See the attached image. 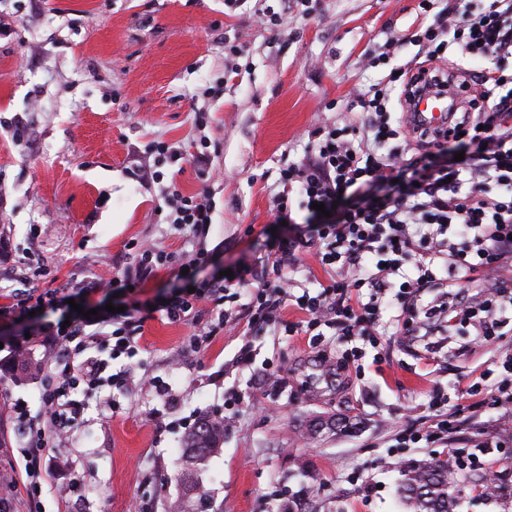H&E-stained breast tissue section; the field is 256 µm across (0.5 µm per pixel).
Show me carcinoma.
Masks as SVG:
<instances>
[{
  "mask_svg": "<svg viewBox=\"0 0 512 512\" xmlns=\"http://www.w3.org/2000/svg\"><path fill=\"white\" fill-rule=\"evenodd\" d=\"M224 437V427L209 417L199 420L196 428L185 439L187 448L183 463V476L187 491L193 492L197 484L192 479V465L203 459ZM472 475L458 472L451 463L436 460L410 464L404 470L403 494L413 512H455L460 488Z\"/></svg>",
  "mask_w": 512,
  "mask_h": 512,
  "instance_id": "cac0c4a2",
  "label": "carcinoma"
}]
</instances>
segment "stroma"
Instances as JSON below:
<instances>
[{"label": "stroma", "instance_id": "obj_1", "mask_svg": "<svg viewBox=\"0 0 512 512\" xmlns=\"http://www.w3.org/2000/svg\"><path fill=\"white\" fill-rule=\"evenodd\" d=\"M417 4L308 0L303 10L278 2L279 25L263 27L254 21L261 0L233 10L224 0H44L27 17L17 0H0L1 17L21 18L0 39V116L26 117L33 140L23 151L0 135V305L19 287L17 263L27 256L50 269L43 285L55 288L73 278L111 279L145 239L185 248V236L159 220V190L144 189L129 171L134 149L155 140L187 151L203 135L219 143L210 257L198 279L287 236L270 211L280 166L303 155L318 125L361 120L348 109L349 94L417 53L395 43L417 26ZM228 38L243 57L225 55ZM367 51L393 52L391 65L364 67ZM199 111L207 128L194 126ZM192 332L158 319L145 324L138 359L170 385L174 401L109 384L86 395L83 422L52 452L60 476L81 479L67 512H178L188 497L184 440L199 418L223 414L233 390L243 397L240 413L195 470L213 512H409L400 495L406 465L479 441L480 461L512 482V411L489 408L478 395L447 440L395 445L406 419L428 415L432 389L456 407L457 382L488 358L512 354V335L462 356L471 338L455 327L443 338L446 356L432 362L423 338L401 337L388 324L359 375L340 366L350 343L327 345L321 361L306 336L269 329L216 337L200 366L169 364ZM246 342L252 366L229 368ZM268 362L283 369L280 392L261 380ZM0 385L31 413L41 411L38 380L17 364L0 362Z\"/></svg>", "mask_w": 512, "mask_h": 512}]
</instances>
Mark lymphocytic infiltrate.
Listing matches in <instances>:
<instances>
[{
  "mask_svg": "<svg viewBox=\"0 0 512 512\" xmlns=\"http://www.w3.org/2000/svg\"><path fill=\"white\" fill-rule=\"evenodd\" d=\"M428 25L404 34L419 46L424 62L387 76L355 104L366 120L361 126H320L309 133L304 156L280 168L279 192L271 203L276 221L293 223L294 210L315 216V204L331 207L321 223L296 229L272 241L263 255L241 262L231 275L197 281L205 262L203 249L172 256L156 244L137 248L135 264L110 280H72L58 288L41 287L42 267L32 268L10 304L0 306V324L11 326L39 319L26 338L0 344L9 360L26 354L31 341L44 349L39 371L41 413L31 414L21 400H2L0 407L23 426V446L9 449V466L0 469V512H15L24 494L28 512H48L45 484L52 482L47 461L51 448L68 438L86 407L79 388L102 382L126 386L137 369L133 359L148 319L161 316L192 326L182 347L198 358L224 330L282 326L285 335H311L320 327L351 341L348 362L361 361L364 344L378 334L380 301L395 292L400 334H443L458 324L474 328L477 341L502 335L512 324V0H489L473 13L463 0H419ZM462 56L494 61L481 79L479 92L440 73L447 48ZM465 104L453 114L451 127L433 135L416 128L409 115L392 117L391 97L409 107L420 93L422 78ZM420 139L421 150L404 156L392 141ZM196 153L163 141L154 142L152 160L132 170L145 186L161 185L165 221L197 232L212 224L216 203L209 188L211 139H199ZM462 160H454V153ZM192 163L204 186L186 195L164 185V166ZM314 250L330 279L317 293L294 294L289 270L301 253ZM178 263L188 268L178 292L142 302L131 298L160 268ZM126 296L124 312L107 311L113 295ZM303 313L300 322H283L285 307ZM108 359H99V352ZM126 358L115 373L110 361Z\"/></svg>",
  "mask_w": 512,
  "mask_h": 512,
  "instance_id": "f902f5d3",
  "label": "lymphocytic infiltrate"
}]
</instances>
